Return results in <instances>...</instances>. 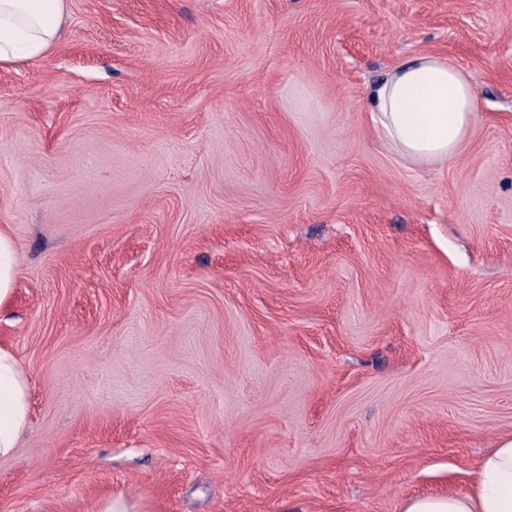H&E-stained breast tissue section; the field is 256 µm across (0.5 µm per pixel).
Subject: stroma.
<instances>
[{"label":"stroma","instance_id":"1","mask_svg":"<svg viewBox=\"0 0 512 512\" xmlns=\"http://www.w3.org/2000/svg\"><path fill=\"white\" fill-rule=\"evenodd\" d=\"M421 54L449 162L371 130ZM0 512H403L512 435V0H66L0 67ZM478 112L476 89L450 59L414 56L391 68L370 93L375 128L401 155L451 161ZM17 267V251L12 237L0 228V305L8 300ZM29 381L14 354L0 348V458L11 455L28 425Z\"/></svg>","mask_w":512,"mask_h":512}]
</instances>
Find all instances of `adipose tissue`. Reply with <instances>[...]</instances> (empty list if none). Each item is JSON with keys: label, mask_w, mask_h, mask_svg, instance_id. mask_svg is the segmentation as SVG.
Here are the masks:
<instances>
[{"label": "adipose tissue", "mask_w": 512, "mask_h": 512, "mask_svg": "<svg viewBox=\"0 0 512 512\" xmlns=\"http://www.w3.org/2000/svg\"><path fill=\"white\" fill-rule=\"evenodd\" d=\"M65 0H0V66L42 57L58 40ZM478 112L476 89L453 61L414 56L391 68L370 93L375 128L401 155L452 160ZM29 381L14 354L0 348V458L13 453L28 425ZM404 512H512V436L479 460L470 492L408 501Z\"/></svg>", "instance_id": "1"}]
</instances>
